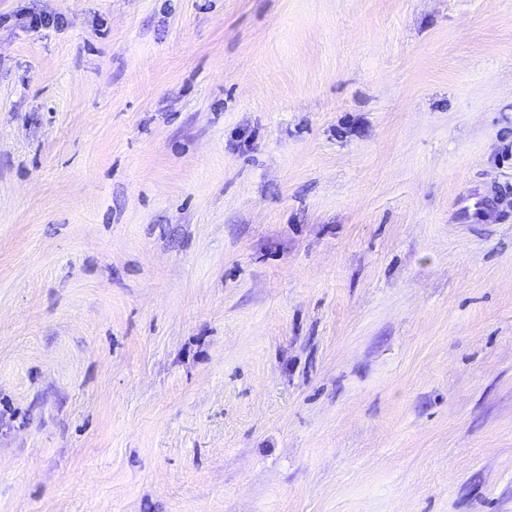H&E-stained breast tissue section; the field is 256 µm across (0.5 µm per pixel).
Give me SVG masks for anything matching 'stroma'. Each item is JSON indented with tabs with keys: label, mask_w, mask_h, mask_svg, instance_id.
Returning <instances> with one entry per match:
<instances>
[{
	"label": "stroma",
	"mask_w": 512,
	"mask_h": 512,
	"mask_svg": "<svg viewBox=\"0 0 512 512\" xmlns=\"http://www.w3.org/2000/svg\"><path fill=\"white\" fill-rule=\"evenodd\" d=\"M0 512H512V0H0Z\"/></svg>",
	"instance_id": "stroma-1"
}]
</instances>
